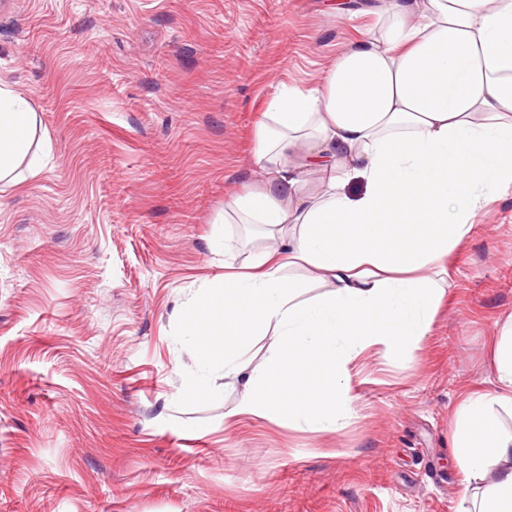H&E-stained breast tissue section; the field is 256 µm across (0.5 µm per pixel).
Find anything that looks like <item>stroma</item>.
I'll use <instances>...</instances> for the list:
<instances>
[{
	"instance_id": "35a3bbf8",
	"label": "stroma",
	"mask_w": 512,
	"mask_h": 512,
	"mask_svg": "<svg viewBox=\"0 0 512 512\" xmlns=\"http://www.w3.org/2000/svg\"><path fill=\"white\" fill-rule=\"evenodd\" d=\"M372 0H5L0 81L51 151L0 188V512H456L453 414L512 313V188L448 258L430 331L352 369L340 433L182 390L180 314L266 247L220 224L282 82L313 83ZM356 14L335 23L337 5Z\"/></svg>"
}]
</instances>
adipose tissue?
<instances>
[{
	"label": "adipose tissue",
	"mask_w": 512,
	"mask_h": 512,
	"mask_svg": "<svg viewBox=\"0 0 512 512\" xmlns=\"http://www.w3.org/2000/svg\"><path fill=\"white\" fill-rule=\"evenodd\" d=\"M365 32L313 84H279L253 132L244 191L228 224H258L268 245L232 256L186 308L198 366L222 359L243 381V415L343 431L350 367L376 346L399 357L430 331L448 255L476 214L512 186V0H378ZM37 114L0 82V185L51 145ZM318 188L304 189L308 176ZM353 180L359 194L346 193ZM301 267L324 286L307 296ZM270 343L260 363L248 351ZM494 385L455 410L452 455L466 475L458 512H512V314L492 349Z\"/></svg>",
	"instance_id": "1"
}]
</instances>
